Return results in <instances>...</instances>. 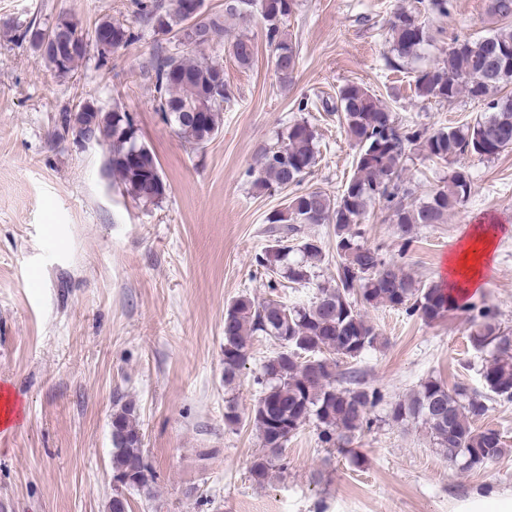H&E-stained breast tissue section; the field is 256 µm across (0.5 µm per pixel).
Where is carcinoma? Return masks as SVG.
Returning a JSON list of instances; mask_svg holds the SVG:
<instances>
[{"instance_id":"obj_1","label":"carcinoma","mask_w":512,"mask_h":512,"mask_svg":"<svg viewBox=\"0 0 512 512\" xmlns=\"http://www.w3.org/2000/svg\"><path fill=\"white\" fill-rule=\"evenodd\" d=\"M188 6L189 0H138L137 14L176 41L175 51L161 52L153 60L155 108L180 139L198 150L218 135L224 104L233 94L226 80H217L219 71L209 58L194 56L199 47L179 41L189 19ZM297 6V0H224V9L207 14L205 21L222 38L232 23L258 14L265 41L274 51L275 70L286 80L298 60L286 33L288 18ZM488 10L508 21L512 19V0H489ZM55 25L86 44L98 43L101 32L109 30L114 50L135 39L130 27L110 18L83 30L74 16L62 14ZM36 27L37 23H30L15 39L27 43L58 75H69L85 53L58 58L41 52L40 43L32 40ZM390 30L393 51L400 60L414 57L430 40L428 29L412 10L396 13ZM228 51L240 67L247 68L255 56L254 39L238 34L228 44ZM509 83L512 27L504 26L480 38L454 39L441 63L419 73L414 91L427 101H451L462 94L487 101L492 90ZM83 104L87 109L60 113L56 136H75L70 117H76L92 138L107 146L106 170L123 194L145 205L162 201L169 186L155 155L141 141L132 114L118 106L106 109L87 100ZM488 109L489 115L471 126L443 127L429 133L399 126L387 106L360 85L347 84L339 90L336 111L342 114L347 139L357 148L353 174L335 197L321 190L285 197L282 207L265 217L275 245L255 258L257 266L290 283H307L325 254L320 241L298 237L299 225L331 224L337 256L335 284L319 285L313 301L294 306L272 298L257 301L243 294L224 314V384L229 386L238 377L254 339L279 342L278 351L261 366L257 378L261 391L250 413L265 449L250 465L256 483H265L274 469L285 467L282 448L310 421L316 424L321 443L343 454L352 453L350 445L356 436L372 428L371 412L384 395L377 389L336 387L337 367L380 344L379 333L364 314L369 307L402 310L428 323L454 309L472 313L470 341L475 349L490 351L481 372L484 384L493 396L512 400V334L501 327L496 312L478 307L440 284L417 282L400 267L387 263L379 248L364 243L360 228L361 217L375 201L392 212L405 236L417 224L445 223L448 212L471 193L470 172L464 167L452 169L427 198L417 199L401 180L403 162L416 149L432 161L446 164L462 155L490 158L512 149V97L488 101ZM318 154L315 128L306 120L289 124L261 151L253 170V189L272 195L298 185L316 165ZM489 400L465 385L450 390L429 379L392 406L391 418L421 425L446 459L472 470L505 452L497 430L475 426L486 415ZM119 475L128 478V487L133 489L148 488L155 480L130 401L112 414V476Z\"/></svg>"}]
</instances>
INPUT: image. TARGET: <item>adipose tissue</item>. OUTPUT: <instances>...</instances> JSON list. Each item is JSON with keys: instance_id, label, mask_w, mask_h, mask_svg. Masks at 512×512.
I'll return each mask as SVG.
<instances>
[{"instance_id": "ef3b65f1", "label": "adipose tissue", "mask_w": 512, "mask_h": 512, "mask_svg": "<svg viewBox=\"0 0 512 512\" xmlns=\"http://www.w3.org/2000/svg\"><path fill=\"white\" fill-rule=\"evenodd\" d=\"M495 224H478L462 235L448 254V286L461 293L482 288L489 277Z\"/></svg>"}]
</instances>
